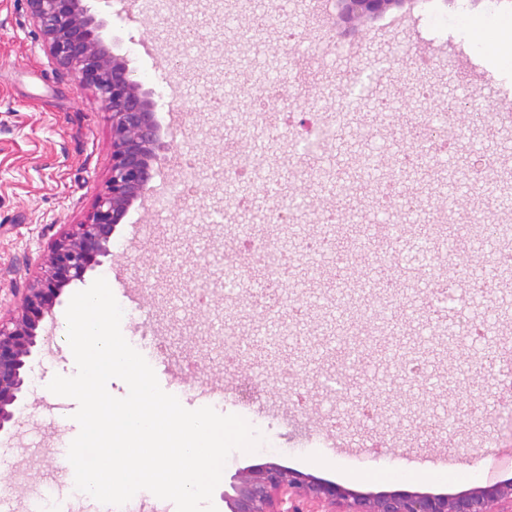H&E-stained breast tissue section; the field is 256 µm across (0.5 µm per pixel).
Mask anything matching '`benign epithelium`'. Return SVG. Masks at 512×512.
Wrapping results in <instances>:
<instances>
[{
    "label": "benign epithelium",
    "instance_id": "benign-epithelium-1",
    "mask_svg": "<svg viewBox=\"0 0 512 512\" xmlns=\"http://www.w3.org/2000/svg\"><path fill=\"white\" fill-rule=\"evenodd\" d=\"M49 53L78 75L112 113V169L106 193L89 222L58 239L44 275L27 289L21 314L0 322V431L15 418L24 368L44 341L42 322L63 289L110 254L116 226L132 202L149 190L152 170L166 150L154 119L152 92L96 34L84 0H27ZM406 0H339L348 24H363ZM224 494L229 512H512V484H492L454 496L427 492L362 493L289 471L276 463L244 470Z\"/></svg>",
    "mask_w": 512,
    "mask_h": 512
}]
</instances>
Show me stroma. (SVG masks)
<instances>
[{
  "label": "stroma",
  "mask_w": 512,
  "mask_h": 512,
  "mask_svg": "<svg viewBox=\"0 0 512 512\" xmlns=\"http://www.w3.org/2000/svg\"><path fill=\"white\" fill-rule=\"evenodd\" d=\"M99 34L125 59L143 89L166 94L156 109L165 160L154 166L151 190L129 207L100 266L64 288L43 327L50 337L31 357L21 409L0 441L24 459L26 475L44 482L50 448L78 432L74 399L51 393L55 375L76 371L58 334L73 294L110 274L113 290L140 291L139 310H127L121 331L130 344L150 335L176 365L186 390L218 380L227 385L223 411L244 417L261 435L255 452H233L214 491L217 512L232 477L273 462L362 492L421 491L454 495L475 486L512 481V401L499 402L512 374L489 370L495 343L512 339V278L490 280L482 299L495 311L480 340L454 336L425 308L449 290L469 295L458 280L459 256L441 252L429 267L401 277L389 299L396 323L373 314L383 297L364 279L392 272L381 256L396 258L409 238L432 224H458L479 233L485 224H511L512 60L494 48L512 37V0H409L355 29L340 18L338 0H86ZM488 30L487 47L470 37ZM254 30L253 40L240 34ZM316 62L309 83L293 82L304 58ZM231 83L233 96L215 91ZM298 94L303 110L275 130L282 95ZM398 101L386 114L376 105ZM341 112L325 160L306 163L298 153L308 127L325 112ZM437 131L418 168L405 166L411 131L421 122ZM238 140L251 157L253 203L237 208L216 163L224 143ZM112 168V114L78 76L49 55L27 0H0V318L17 315L29 284L41 278L55 240L88 222ZM304 196L307 207L292 224L258 228L268 248L288 258L281 296L288 316L301 306L294 282L308 264L303 235L325 232L322 216L347 254L319 256L325 277L314 283L317 307L296 319V340L245 357L235 340L263 333L253 279L227 291L226 264L236 262L258 212L280 193ZM414 196L421 215L411 222L395 205ZM358 336L360 353L347 359L357 383L338 394L323 388L338 361L323 347L337 327ZM420 370L408 378L400 363ZM308 400L287 427L266 406ZM60 408L58 418L46 405ZM451 417L455 432L439 429Z\"/></svg>",
  "instance_id": "obj_1"
}]
</instances>
